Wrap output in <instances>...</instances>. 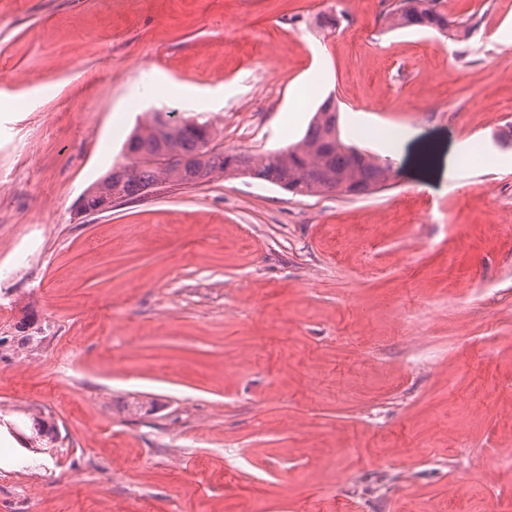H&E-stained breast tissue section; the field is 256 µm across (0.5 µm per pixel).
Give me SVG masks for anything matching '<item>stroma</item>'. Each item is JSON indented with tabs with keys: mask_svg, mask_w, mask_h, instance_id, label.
Listing matches in <instances>:
<instances>
[{
	"mask_svg": "<svg viewBox=\"0 0 512 512\" xmlns=\"http://www.w3.org/2000/svg\"><path fill=\"white\" fill-rule=\"evenodd\" d=\"M392 2L0 0V333L41 336L0 409L62 438L0 430V512H512V0H446L445 35ZM330 95L374 193L78 209L142 113L267 153ZM30 421V425H28L29 433H25L22 431L16 424L12 423L17 427L18 430L24 433V435L29 439V444L25 448H57L56 445V437L50 434V430H47L46 423L52 422L49 417L37 416V415H26ZM55 425L54 422H52Z\"/></svg>",
	"mask_w": 512,
	"mask_h": 512,
	"instance_id": "stroma-1",
	"label": "stroma"
}]
</instances>
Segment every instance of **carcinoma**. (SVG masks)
<instances>
[{"mask_svg": "<svg viewBox=\"0 0 512 512\" xmlns=\"http://www.w3.org/2000/svg\"><path fill=\"white\" fill-rule=\"evenodd\" d=\"M449 25L437 0H394L389 10L391 30L418 27L443 33ZM159 125L157 112H148L137 121L123 148L127 162L116 165L95 183V193H113L128 200L141 195L147 186L203 183L228 171L262 179L298 195L324 193L326 178L336 172L345 175L353 196L376 191L388 180L387 169L374 157L341 139L338 112L329 98L315 112L303 138L279 150L274 160L248 152H209L205 141L213 139V132L206 122L172 119L162 131ZM163 151L180 154L190 166L178 170L154 160ZM28 419L29 446L56 447V437L46 427L50 418L30 415Z\"/></svg>", "mask_w": 512, "mask_h": 512, "instance_id": "carcinoma-1", "label": "carcinoma"}]
</instances>
